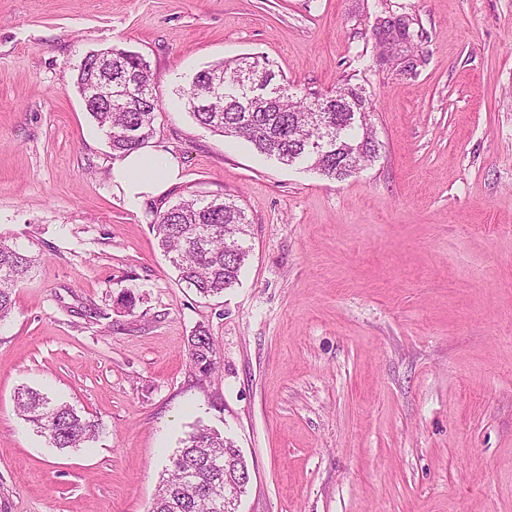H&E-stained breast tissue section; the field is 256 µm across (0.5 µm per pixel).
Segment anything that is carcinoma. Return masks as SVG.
I'll return each instance as SVG.
<instances>
[{"instance_id": "obj_1", "label": "carcinoma", "mask_w": 512, "mask_h": 512, "mask_svg": "<svg viewBox=\"0 0 512 512\" xmlns=\"http://www.w3.org/2000/svg\"><path fill=\"white\" fill-rule=\"evenodd\" d=\"M240 75L273 86L275 99L247 95L236 81ZM92 76L137 81L134 100L116 97L87 109L105 131L113 153L135 150L152 138L160 105L145 59L114 48L112 69L94 63L81 67L77 85ZM275 79L264 59L225 60L194 75L187 94L190 112L203 127L243 139L263 156L286 165L308 161L311 169L331 179H344L377 156L372 130L356 125L362 113L371 111L361 87L346 79L336 93L309 102L294 99L288 84ZM153 228L185 287L206 298L224 293L238 281L248 251L242 244L247 235L245 214L236 204L219 198L184 199L157 215ZM34 263V257L0 240V321L10 316L12 290ZM189 358L204 376L216 369L214 340L203 326L190 336ZM16 408L53 448H79L99 434V423L31 388L17 392ZM247 473V463L232 441L198 428L169 459L152 512H215L224 496L237 493Z\"/></svg>"}]
</instances>
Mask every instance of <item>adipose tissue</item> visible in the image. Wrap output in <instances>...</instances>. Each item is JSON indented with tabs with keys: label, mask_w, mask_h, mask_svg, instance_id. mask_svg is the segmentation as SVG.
I'll return each mask as SVG.
<instances>
[{
	"label": "adipose tissue",
	"mask_w": 512,
	"mask_h": 512,
	"mask_svg": "<svg viewBox=\"0 0 512 512\" xmlns=\"http://www.w3.org/2000/svg\"><path fill=\"white\" fill-rule=\"evenodd\" d=\"M181 168L172 153L142 147L118 158L112 166V185L131 207L164 193L180 179Z\"/></svg>",
	"instance_id": "1"
}]
</instances>
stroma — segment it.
I'll list each match as a JSON object with an SVG mask.
<instances>
[{
  "label": "stroma",
  "mask_w": 512,
  "mask_h": 512,
  "mask_svg": "<svg viewBox=\"0 0 512 512\" xmlns=\"http://www.w3.org/2000/svg\"><path fill=\"white\" fill-rule=\"evenodd\" d=\"M389 14L411 66L375 43ZM113 47L181 167L136 209L75 84ZM254 56L300 96L362 86L377 158L332 180L199 125L194 75ZM192 196L248 223L216 298L152 228ZM0 237L40 258L0 322V512H149L199 425L248 463L238 512H512V0H0ZM25 386L97 421L90 447H49ZM189 358L193 367L202 375H210L216 369V347L210 332L198 327L189 340Z\"/></svg>",
  "instance_id": "35a3bbf8"
}]
</instances>
